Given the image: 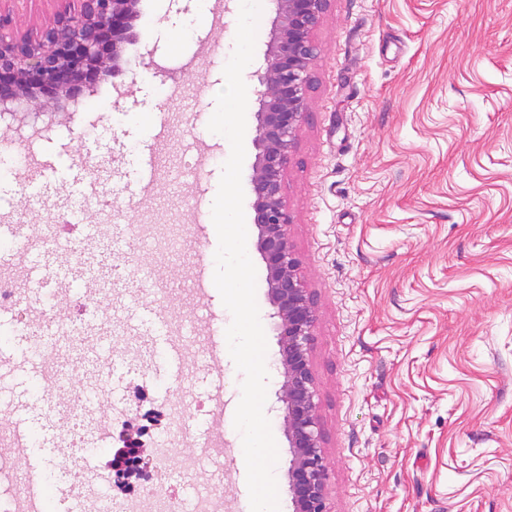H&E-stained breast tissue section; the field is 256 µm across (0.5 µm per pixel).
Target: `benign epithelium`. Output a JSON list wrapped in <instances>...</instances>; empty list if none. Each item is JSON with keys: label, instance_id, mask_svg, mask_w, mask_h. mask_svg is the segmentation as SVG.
<instances>
[{"label": "benign epithelium", "instance_id": "1", "mask_svg": "<svg viewBox=\"0 0 512 512\" xmlns=\"http://www.w3.org/2000/svg\"><path fill=\"white\" fill-rule=\"evenodd\" d=\"M0 5V106L21 97L32 112H53L78 100L100 76L121 69L136 34L138 0H58L53 24L35 32H6L17 0ZM266 44V68L255 72L258 109L252 166V220L265 263L269 302L277 318L281 366L278 401L288 438L293 512H332L328 466L310 361L316 310L293 252L282 184L307 111L312 66L318 57L313 32L329 0H275Z\"/></svg>", "mask_w": 512, "mask_h": 512}]
</instances>
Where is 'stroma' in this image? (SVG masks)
<instances>
[{
	"label": "stroma",
	"mask_w": 512,
	"mask_h": 512,
	"mask_svg": "<svg viewBox=\"0 0 512 512\" xmlns=\"http://www.w3.org/2000/svg\"><path fill=\"white\" fill-rule=\"evenodd\" d=\"M215 0H141L135 43L118 75L101 76L75 115L0 114V142L22 138L35 158L98 166L102 203L93 224H174L178 246L156 266L153 306L187 336L180 377L160 388L152 339L125 325L122 286L100 278L112 318L105 334L126 367L123 401L86 423L103 467L128 425L174 405L182 427L224 435V474L211 463L182 473L183 449L164 468L173 491L215 488L231 512H250L240 433L232 424L243 375L224 360V411L198 380L197 341L223 340L232 321L218 291L201 300L186 255L215 254L212 221L228 140L208 129L235 45L238 9ZM319 54L308 113L284 178L290 238L317 309L312 365L333 512H512V0H330L315 32ZM155 59L148 67L147 59ZM165 119L169 134L147 132ZM158 165L151 188L131 194L143 156ZM65 180L32 190L0 180V221L56 228L70 249L102 254L105 237L66 226L76 197ZM256 300L267 340L264 410L278 447L280 512H292L288 439L278 411V337L255 226L247 228ZM71 333L57 346L63 387L95 392L101 359L80 303L59 282Z\"/></svg>",
	"instance_id": "stroma-1"
}]
</instances>
